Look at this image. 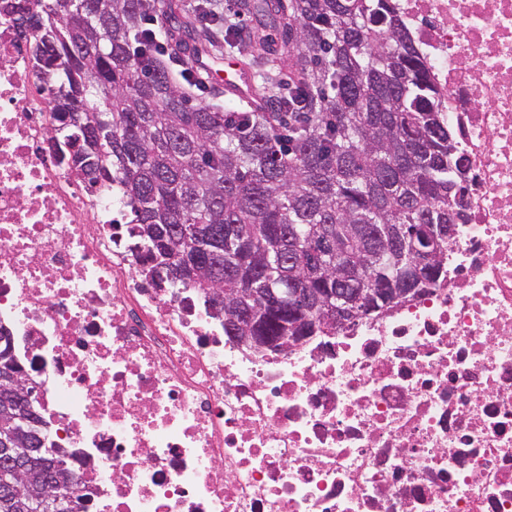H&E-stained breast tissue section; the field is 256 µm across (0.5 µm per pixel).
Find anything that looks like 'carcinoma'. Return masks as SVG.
<instances>
[{
    "mask_svg": "<svg viewBox=\"0 0 512 512\" xmlns=\"http://www.w3.org/2000/svg\"><path fill=\"white\" fill-rule=\"evenodd\" d=\"M84 0H18L20 32L39 39L34 75L56 102L55 134L93 189L118 177L132 223L152 245L180 256L174 282L216 300L235 288H425L441 273L448 239L417 277L405 228L457 224L466 178L439 112L438 91L389 0H106L80 23ZM256 23L243 40L240 18ZM99 51L90 56L86 47ZM243 58L252 94L196 100L195 72L231 53ZM185 64L176 73L167 62ZM112 135L87 143L104 114ZM212 240L208 253L197 236ZM328 239L321 255L320 238ZM302 313L288 307L257 321L276 341ZM21 370L0 332V366ZM22 435L58 475L15 484L0 455V512H73L76 484L48 423L29 404Z\"/></svg>",
    "mask_w": 512,
    "mask_h": 512,
    "instance_id": "cac0c4a2",
    "label": "carcinoma"
}]
</instances>
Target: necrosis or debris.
Instances as JSON below:
<instances>
[{
    "label": "necrosis or debris",
    "mask_w": 512,
    "mask_h": 512,
    "mask_svg": "<svg viewBox=\"0 0 512 512\" xmlns=\"http://www.w3.org/2000/svg\"><path fill=\"white\" fill-rule=\"evenodd\" d=\"M472 187L409 302L282 351L151 280L118 184L89 190L0 10V327L75 512H512V0H391Z\"/></svg>",
    "instance_id": "4bbe7bcc"
}]
</instances>
